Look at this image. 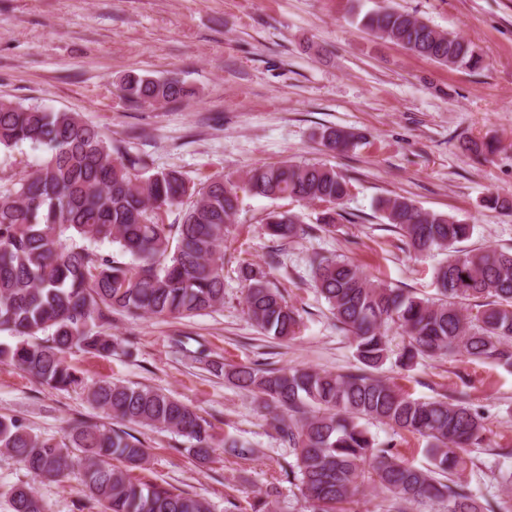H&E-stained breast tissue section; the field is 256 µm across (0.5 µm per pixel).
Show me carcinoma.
<instances>
[{"label": "carcinoma", "mask_w": 512, "mask_h": 512, "mask_svg": "<svg viewBox=\"0 0 512 512\" xmlns=\"http://www.w3.org/2000/svg\"><path fill=\"white\" fill-rule=\"evenodd\" d=\"M360 24L448 68L481 65L469 40L413 14L373 10ZM120 91L134 103H175L186 96L177 79L137 74L127 75ZM322 142L337 152L357 145L356 136L341 127L324 130ZM22 143L45 148L47 157L36 171L0 190V331L21 337L14 345L0 343V360L42 386L84 389L90 403L115 421L187 438L200 461L218 446L238 458L254 454L237 439L216 444L212 426L194 408L158 390L109 381L85 385L66 354L112 356L115 343L106 327L116 312L187 318L223 305L222 246L240 194L326 204L320 224L307 230L294 213H268L266 233L290 241L335 226L336 206L349 194L350 180L320 164L285 162L252 168L237 182L214 179L197 188L177 170L152 171L142 155L112 157V144L76 112L0 100V148ZM186 196L192 204L181 223H160V212ZM378 209L415 254L448 252L435 271L437 297L420 298L372 281L348 260L315 257V287L336 324L352 337L357 365L346 373L268 364L226 369L217 361L210 367L251 393L292 448L295 463L284 475L298 481L311 512H348L343 504L365 483L392 494L390 512H406V505L423 499L448 502V512H512L511 502L482 501L463 480L469 463L464 449L481 446L488 431L480 410L464 396L412 399L374 375L391 354L393 327L407 339L398 355L403 367L419 357L458 352L512 367V251L459 249L473 225L404 196L382 198ZM80 240L115 243L132 261L118 262ZM242 275L252 324L265 336L295 339L304 325L300 311L264 272L247 266ZM475 299L483 303L472 314L464 304ZM39 334L44 342L26 341ZM369 421L426 439L429 465L415 467L392 444L375 442L365 426ZM0 452L46 480L78 469L104 512H210L203 498L134 479L131 473L144 468L149 452L122 429L77 421L61 438H43L22 420L0 415ZM6 497L12 512H49L26 484L11 486Z\"/></svg>", "instance_id": "carcinoma-1"}]
</instances>
